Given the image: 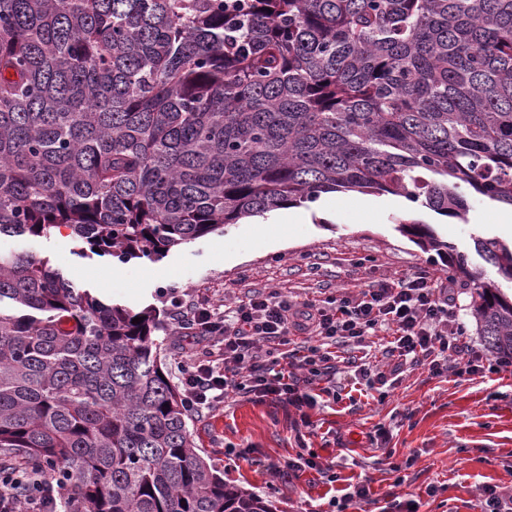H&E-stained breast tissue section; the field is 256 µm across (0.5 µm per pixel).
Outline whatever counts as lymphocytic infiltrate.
Returning <instances> with one entry per match:
<instances>
[{
	"label": "lymphocytic infiltrate",
	"mask_w": 512,
	"mask_h": 512,
	"mask_svg": "<svg viewBox=\"0 0 512 512\" xmlns=\"http://www.w3.org/2000/svg\"><path fill=\"white\" fill-rule=\"evenodd\" d=\"M177 309L179 318L192 323V349L179 372L186 409L197 415L218 409L234 393L292 406L309 423L320 397L340 398L333 347L363 351L382 330L391 338L381 359L400 366L424 365L436 377L457 361L470 375L512 370V359L484 358L464 341L454 305L423 269L321 305L296 306L257 292L228 315L216 313L205 299L178 303ZM298 336L303 345H294ZM0 512L79 510L55 473L11 470L0 471Z\"/></svg>",
	"instance_id": "f902f5d3"
}]
</instances>
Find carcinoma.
<instances>
[{
	"mask_svg": "<svg viewBox=\"0 0 512 512\" xmlns=\"http://www.w3.org/2000/svg\"><path fill=\"white\" fill-rule=\"evenodd\" d=\"M349 191L512 205V0H0V236L158 259ZM475 248L512 282V245ZM449 267L512 358V296ZM160 330L0 256V468L56 473L87 512H273L197 452Z\"/></svg>",
	"mask_w": 512,
	"mask_h": 512,
	"instance_id": "carcinoma-1",
	"label": "carcinoma"
}]
</instances>
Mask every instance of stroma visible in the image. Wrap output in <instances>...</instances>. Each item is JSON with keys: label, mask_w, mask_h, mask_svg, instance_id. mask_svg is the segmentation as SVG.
Segmentation results:
<instances>
[{"label": "stroma", "mask_w": 512, "mask_h": 512, "mask_svg": "<svg viewBox=\"0 0 512 512\" xmlns=\"http://www.w3.org/2000/svg\"><path fill=\"white\" fill-rule=\"evenodd\" d=\"M469 205L460 221L399 195L329 193L309 206L266 215V222L288 224V243L261 238L243 219L162 258L130 260L120 278L107 282L98 273L111 258L80 255L69 233L1 236L0 255L45 257L74 287L106 303L135 311L157 307L166 329L159 338L161 358L174 384L190 339L176 333L171 295L186 302L204 297L222 311L255 291L298 305L355 295L375 280L420 268L447 286L465 340L481 352L471 288L435 252L423 251L397 229L402 218L430 225L470 266L495 277L474 240L508 243L512 231L499 224L498 204L473 196ZM341 395L339 402L310 410L306 424L293 407L232 395L213 412L188 416L187 426L200 455L227 483L272 501L277 512H327L330 500L360 481L370 489L363 512H381L395 499L418 501L419 512H485V489H512V374L435 377L427 367L408 365L391 387L364 381ZM379 427L384 436L370 441L369 432ZM229 447L251 449L252 457L227 459ZM305 450L317 455L322 471H283L284 461ZM326 469L336 473V482L323 477Z\"/></svg>", "instance_id": "35a3bbf8"}]
</instances>
